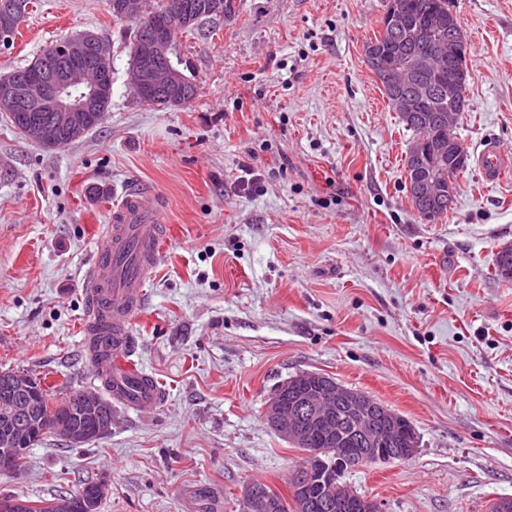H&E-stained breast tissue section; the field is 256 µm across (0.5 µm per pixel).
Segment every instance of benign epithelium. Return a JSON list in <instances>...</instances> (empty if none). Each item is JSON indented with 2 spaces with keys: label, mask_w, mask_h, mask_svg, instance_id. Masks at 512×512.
<instances>
[{
  "label": "benign epithelium",
  "mask_w": 512,
  "mask_h": 512,
  "mask_svg": "<svg viewBox=\"0 0 512 512\" xmlns=\"http://www.w3.org/2000/svg\"><path fill=\"white\" fill-rule=\"evenodd\" d=\"M117 17L135 20L143 16L144 0H115ZM384 23L400 32L402 41L421 52L410 55L405 68L407 81L426 89L435 82H448V115L421 113L425 104L420 93L401 91L402 84L392 72L385 74L388 84L400 89L396 106L417 121L429 125L444 118L448 126L457 123V113L462 111L460 98L465 96L464 61L467 43L460 28L440 21L424 27H409L401 15L391 11L384 15ZM71 41L87 42L93 47L94 61L68 58L39 85L31 101H25L16 92L0 94L3 111L26 112L31 135L42 145L58 141L57 130L78 124L83 112L94 111L104 94V70L100 60L107 58L109 47L93 33L69 37ZM170 40L162 32L142 41L136 60L128 71V83L158 92L175 93L186 83L168 56ZM467 155L460 144H453V162L448 166V201L454 200L456 177L464 169ZM409 194L426 204L443 194L441 183L432 177L408 182ZM496 263L505 279L512 278V247L506 245L498 253ZM315 376L303 372L283 382L266 403L269 422L283 438L302 445L310 442L320 428L328 431L329 442L336 444L332 462L325 461L326 454L315 448L307 454L308 462L294 471L291 479L306 482L313 474L321 477L326 494L319 502L305 498L299 501V512L319 508L323 512H339L356 497V493L339 482L338 474L347 469L361 467L379 460H406L415 453L413 448H391V436L401 422V416L376 402L368 395L347 388L327 377L325 381L308 387L286 400L288 392L296 389L301 380ZM39 388L20 373L0 374V469L12 468L14 457L24 447L35 442L47 430L62 442L78 447L92 439L104 436L111 430L112 417L104 400L87 393L82 402L69 410L68 416L52 424L43 422L37 411ZM94 420V432H88L85 421ZM243 512H265L268 504L260 489L250 484L242 500Z\"/></svg>",
  "instance_id": "benign-epithelium-1"
}]
</instances>
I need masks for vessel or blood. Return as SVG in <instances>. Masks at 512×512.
<instances>
[{
  "label": "vessel or blood",
  "mask_w": 512,
  "mask_h": 512,
  "mask_svg": "<svg viewBox=\"0 0 512 512\" xmlns=\"http://www.w3.org/2000/svg\"><path fill=\"white\" fill-rule=\"evenodd\" d=\"M485 182L512 171V152L493 138L475 155ZM167 241L158 194L146 187L126 190L108 213V231L85 273L94 317L85 326L87 360L101 387L137 411L156 406L163 394L153 376L136 371L129 358L130 327L145 306L146 277L160 262Z\"/></svg>",
  "instance_id": "obj_1"
}]
</instances>
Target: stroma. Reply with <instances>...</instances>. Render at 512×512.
<instances>
[{"label":"stroma","instance_id":"obj_1","mask_svg":"<svg viewBox=\"0 0 512 512\" xmlns=\"http://www.w3.org/2000/svg\"><path fill=\"white\" fill-rule=\"evenodd\" d=\"M468 47L467 152L512 151V0H450ZM212 33L179 35L199 96L141 103L127 84L132 22L107 0H30L0 78L91 31L108 44L104 122L49 150L0 110V370L55 392L97 389L84 353L85 271L114 200L149 186L172 228L132 326V359L165 399L116 404L112 429L45 436L0 495L51 499L106 484L100 512H241L246 485L281 495L305 454L264 405L303 371L404 416L407 460L346 471L382 512H490L512 499V173L458 175L446 217L407 192L412 142L364 48L386 0H234Z\"/></svg>","mask_w":512,"mask_h":512}]
</instances>
